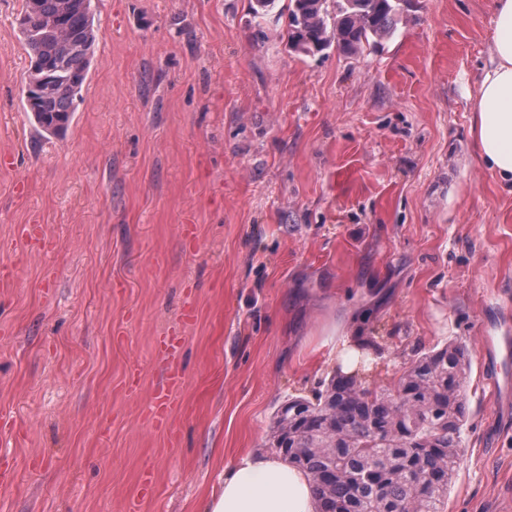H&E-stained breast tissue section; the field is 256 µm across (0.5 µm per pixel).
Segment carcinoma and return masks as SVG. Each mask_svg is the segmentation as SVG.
Instances as JSON below:
<instances>
[{"label":"carcinoma","mask_w":512,"mask_h":512,"mask_svg":"<svg viewBox=\"0 0 512 512\" xmlns=\"http://www.w3.org/2000/svg\"><path fill=\"white\" fill-rule=\"evenodd\" d=\"M82 2L74 0L63 33L32 25L23 37L30 62L59 77L33 105L34 122L47 134L71 124L76 98L69 79L84 86L94 54L90 6ZM406 2L332 0L330 11L327 0H287L278 15H288V39L298 54L334 44L356 55L395 33ZM358 340L361 358H384L375 337ZM470 364L469 349L455 341L414 351L385 385L339 364L323 391L278 407L269 448L311 474L317 512H443L461 457Z\"/></svg>","instance_id":"obj_1"}]
</instances>
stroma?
Masks as SVG:
<instances>
[{"mask_svg": "<svg viewBox=\"0 0 512 512\" xmlns=\"http://www.w3.org/2000/svg\"><path fill=\"white\" fill-rule=\"evenodd\" d=\"M253 2L91 0L82 99L42 137L0 0V512H202L356 326L378 384L467 346L445 512H512V363L485 342L512 332V195L469 133L493 0H411L357 56L296 53ZM33 223L51 251L18 246ZM183 382V376L177 369L169 372L166 383L155 394L149 404L153 423L163 424L168 422L176 395Z\"/></svg>", "mask_w": 512, "mask_h": 512, "instance_id": "1", "label": "stroma"}]
</instances>
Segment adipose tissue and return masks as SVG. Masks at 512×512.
<instances>
[{"instance_id":"ef3b65f1","label":"adipose tissue","mask_w":512,"mask_h":512,"mask_svg":"<svg viewBox=\"0 0 512 512\" xmlns=\"http://www.w3.org/2000/svg\"><path fill=\"white\" fill-rule=\"evenodd\" d=\"M493 25L470 135L484 168L512 191V0H493ZM204 512H317V504L303 469L275 454H248L225 468Z\"/></svg>"}]
</instances>
